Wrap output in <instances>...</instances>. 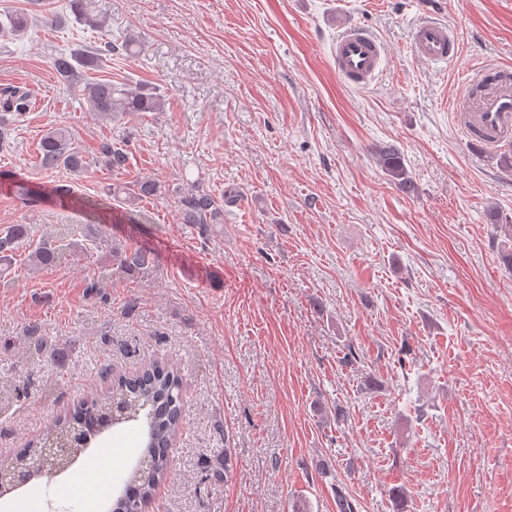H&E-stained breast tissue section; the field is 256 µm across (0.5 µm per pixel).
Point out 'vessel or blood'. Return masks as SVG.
Wrapping results in <instances>:
<instances>
[{
  "label": "vessel or blood",
  "mask_w": 512,
  "mask_h": 512,
  "mask_svg": "<svg viewBox=\"0 0 512 512\" xmlns=\"http://www.w3.org/2000/svg\"><path fill=\"white\" fill-rule=\"evenodd\" d=\"M411 49L421 61L450 63L460 54L461 44L447 22L427 16L413 28ZM331 53L338 77L349 86L363 88L378 78L385 47L363 27L349 25L337 33ZM475 80L487 86L488 92L468 104L460 115V126L467 138L482 149H502L512 144V69L486 65Z\"/></svg>",
  "instance_id": "vessel-or-blood-1"
}]
</instances>
